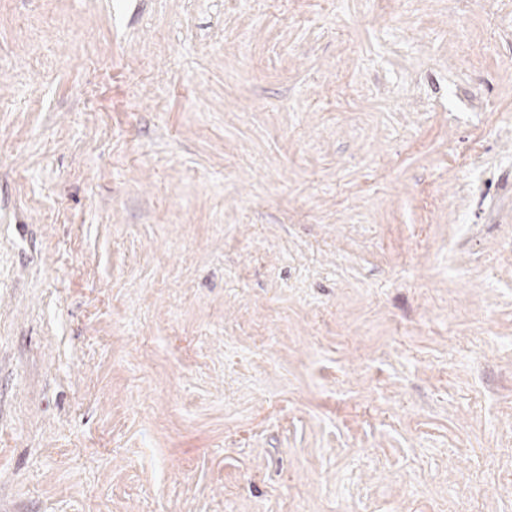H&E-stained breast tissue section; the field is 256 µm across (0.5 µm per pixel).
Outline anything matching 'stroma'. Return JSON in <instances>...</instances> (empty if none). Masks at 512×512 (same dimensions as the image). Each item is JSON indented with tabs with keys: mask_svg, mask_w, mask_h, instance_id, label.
I'll return each mask as SVG.
<instances>
[{
	"mask_svg": "<svg viewBox=\"0 0 512 512\" xmlns=\"http://www.w3.org/2000/svg\"><path fill=\"white\" fill-rule=\"evenodd\" d=\"M0 512H512V0H0Z\"/></svg>",
	"mask_w": 512,
	"mask_h": 512,
	"instance_id": "1",
	"label": "stroma"
}]
</instances>
